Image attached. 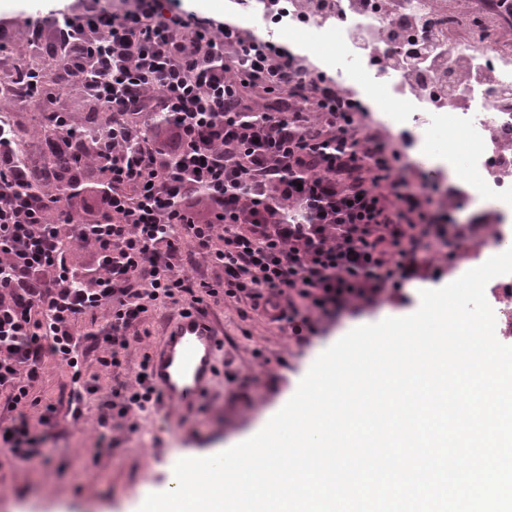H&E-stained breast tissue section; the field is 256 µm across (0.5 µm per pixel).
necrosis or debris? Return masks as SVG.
Returning <instances> with one entry per match:
<instances>
[{
	"instance_id": "1",
	"label": "necrosis or debris",
	"mask_w": 512,
	"mask_h": 512,
	"mask_svg": "<svg viewBox=\"0 0 512 512\" xmlns=\"http://www.w3.org/2000/svg\"><path fill=\"white\" fill-rule=\"evenodd\" d=\"M380 4L393 22L416 28L432 20L443 38L428 57L423 70L448 96L461 100L465 109L448 111L444 102L425 104L416 97L406 99V108L398 117L418 126H447L474 143L476 150L468 158L469 166L480 172L481 192L497 204L492 223L484 225V235L497 246L512 243V40L501 36L512 17L501 14L495 0H469L466 14H449L443 0H341L335 14L336 30L349 40V46L334 61L339 82H346L354 70L363 68L359 42L375 45L379 58L396 54L392 42H379L373 4ZM301 0H285L283 17L256 12L249 21L255 33L292 30L307 41L322 37L324 26L319 17L302 12ZM393 113H384L381 122L389 124Z\"/></svg>"
}]
</instances>
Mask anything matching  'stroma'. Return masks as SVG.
<instances>
[{"label": "stroma", "mask_w": 512, "mask_h": 512, "mask_svg": "<svg viewBox=\"0 0 512 512\" xmlns=\"http://www.w3.org/2000/svg\"><path fill=\"white\" fill-rule=\"evenodd\" d=\"M60 7V0H0V15L16 17L20 35L15 50L0 51V80L24 62L54 73V66L41 51L28 49L25 37L31 24ZM346 87L368 103L366 124L402 150L407 178L414 180L426 173L442 187L470 190L474 176L464 160L474 151V144L465 139L449 144L444 132L426 134L438 148L453 150L458 174L456 180H449L445 167L415 154L412 141L423 135L420 130L409 129L399 120L385 128L379 126L378 113L401 109L390 86L352 76ZM52 109L67 113L71 124L80 130L106 126L110 119L108 112L94 107L78 87H62L54 103L33 98L10 105L20 144H30L33 134L46 126L45 115ZM408 132L413 135L409 142L404 139ZM404 292L410 299L406 305L384 295L357 310L349 306L337 310L327 320L326 331L304 346L297 344L290 330L280 329L247 302L222 296L205 298L207 314L223 330L224 355L217 364L215 384L199 407L137 410L127 418L112 419L109 427H100L102 402L113 388L134 384L144 354L155 351L165 322L178 312L174 305L152 308L135 325L119 371L102 370L96 353L82 356L83 375L96 377L98 390L85 395L80 420L62 413L53 427L43 428L48 460L20 462L0 448V512H138L143 485L164 491L168 472L182 452L225 445L250 430L265 412L278 409L292 397L315 359L350 330L414 313L420 306L416 283L407 284Z\"/></svg>", "instance_id": "35a3bbf8"}]
</instances>
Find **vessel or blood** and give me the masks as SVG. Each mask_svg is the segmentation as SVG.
<instances>
[{
  "mask_svg": "<svg viewBox=\"0 0 512 512\" xmlns=\"http://www.w3.org/2000/svg\"><path fill=\"white\" fill-rule=\"evenodd\" d=\"M222 351L221 334L208 316L192 308L180 311L166 324L148 369L158 406L193 408L211 390Z\"/></svg>",
  "mask_w": 512,
  "mask_h": 512,
  "instance_id": "obj_1",
  "label": "vessel or blood"
}]
</instances>
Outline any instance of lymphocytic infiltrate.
<instances>
[{"mask_svg": "<svg viewBox=\"0 0 512 512\" xmlns=\"http://www.w3.org/2000/svg\"><path fill=\"white\" fill-rule=\"evenodd\" d=\"M67 65L63 81L111 113L80 141L65 113L48 115L49 157L98 170L100 182L60 181L21 151L0 119V394L38 409L0 426V447L25 460L57 405L31 396L46 359L82 378L90 340L114 370L128 331L149 308L246 299L288 325L298 344L339 305L360 307L406 282L440 279L444 248L472 225H448L428 176L403 175V152L362 121L366 105L288 48L234 21L181 10L177 0H78L28 35ZM224 271L218 284L184 270L181 244ZM92 247L94 265L69 263ZM106 308L107 328L75 326Z\"/></svg>", "mask_w": 512, "mask_h": 512, "instance_id": "f902f5d3", "label": "lymphocytic infiltrate"}]
</instances>
